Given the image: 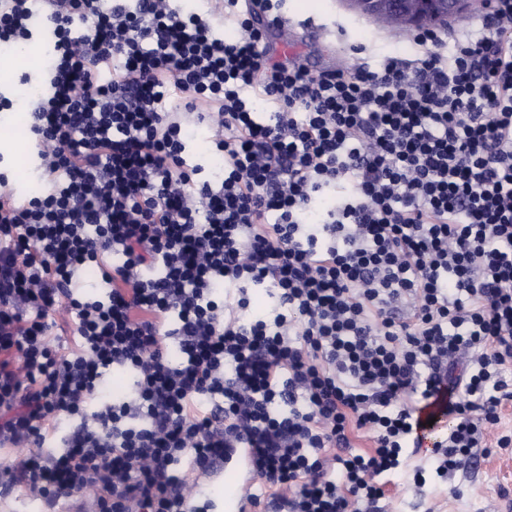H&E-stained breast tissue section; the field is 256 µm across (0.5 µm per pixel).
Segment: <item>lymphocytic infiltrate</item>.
<instances>
[{
    "mask_svg": "<svg viewBox=\"0 0 512 512\" xmlns=\"http://www.w3.org/2000/svg\"><path fill=\"white\" fill-rule=\"evenodd\" d=\"M490 5L314 74L274 56L280 0H0V46L53 42L48 188L0 174V492L187 512L184 472L248 448L250 507L382 512L429 420L421 484L512 447V0ZM200 125L220 178L185 157Z\"/></svg>",
    "mask_w": 512,
    "mask_h": 512,
    "instance_id": "1",
    "label": "lymphocytic infiltrate"
}]
</instances>
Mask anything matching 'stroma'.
Masks as SVG:
<instances>
[{"label": "stroma", "mask_w": 512, "mask_h": 512, "mask_svg": "<svg viewBox=\"0 0 512 512\" xmlns=\"http://www.w3.org/2000/svg\"><path fill=\"white\" fill-rule=\"evenodd\" d=\"M282 13L296 25L298 37L306 46L301 60L312 72L351 65L356 58L375 63L385 55L411 56L415 46L403 41L384 23L371 19L355 20L350 15V0H284ZM28 58L0 50V65L11 75L28 73L29 83H15L13 110L0 112V172L10 182L28 190L38 175L23 165L33 147L31 135L18 136L17 127H29L26 105L38 91V78L46 67V50L36 41L26 45ZM432 441L410 449L405 470L388 487V512H502L512 502V447L494 451L485 460L466 464L449 475L447 481L414 483L415 469L427 465L432 457Z\"/></svg>", "instance_id": "35a3bbf8"}]
</instances>
